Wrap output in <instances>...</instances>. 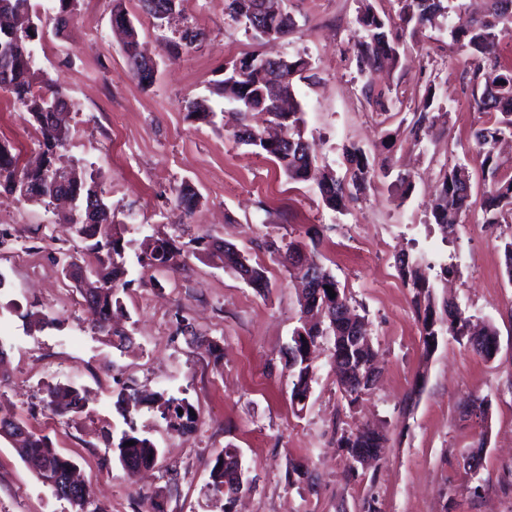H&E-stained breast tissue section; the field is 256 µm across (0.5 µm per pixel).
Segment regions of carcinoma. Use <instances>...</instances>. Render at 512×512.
Returning <instances> with one entry per match:
<instances>
[{
  "instance_id": "cac0c4a2",
  "label": "carcinoma",
  "mask_w": 512,
  "mask_h": 512,
  "mask_svg": "<svg viewBox=\"0 0 512 512\" xmlns=\"http://www.w3.org/2000/svg\"><path fill=\"white\" fill-rule=\"evenodd\" d=\"M400 4L399 17L405 24L420 28L432 22L435 16L454 9L452 0H397ZM264 4V0H227V14L234 20L253 16L254 9ZM8 14L17 24L8 29L0 27V90L6 91L14 100L26 108L37 123L41 134L39 147L45 165L56 167V156L70 137L69 127L61 123L58 115L68 109L66 96L47 84L36 87V72L33 69L31 42L38 37L39 27L34 22L29 0H0V15ZM457 20L448 24L451 41L462 52L465 74L469 77L471 96L478 112H499L502 119L492 125L481 127L473 134L470 150L480 163L482 180L485 185L481 209L484 223L489 225L512 223V176L499 172L495 160V148L505 136L512 137V69L501 64L494 54V47L500 38L512 37V0H487L486 11L481 16H467L456 13ZM362 35L357 39L354 60L357 71L366 75L387 62H394L398 56V44L403 31L391 24L390 20L379 15L372 5H367L359 18ZM114 28L124 35L123 52L131 71L141 82L147 78L141 75L139 58V34L128 28L125 19L116 20ZM203 32L196 28L187 29L182 39L169 44V53L177 56L180 47L191 45L201 39ZM240 66L243 77L232 76L216 85L215 93L235 104L236 112L244 117L258 109L270 114L274 121L286 128L285 137L272 143L249 126L241 124L235 138L238 143L253 146L266 154L291 181L304 182L310 179L312 160L309 145L304 137L302 110L294 103L293 76L304 71L307 63L298 58L289 61L287 78L272 79V72L262 67L259 56H249L231 66ZM362 93L369 102L378 105L382 111L390 112L403 105V100L375 91L371 83L362 87ZM434 94H427L423 106L413 121V134H418L426 122L434 120L427 113L432 105ZM188 115L206 120L212 109L206 99L191 100L186 104ZM350 164V181L336 178L328 171L318 183V188L326 207L336 210L345 206L351 190H360L370 172V165L364 151L356 146L346 150ZM80 183L69 184L71 194L78 196L84 207L95 203L98 208L99 223L88 228L84 225L76 229L77 236L84 243L80 256L66 255V273L82 294H89L92 328L118 348L131 343L125 328L111 323L114 309L121 306L120 293L128 287L124 246L125 225L117 220L105 197L101 184V173L92 170L81 173ZM25 187L28 198L53 201L58 198L62 186L47 176L43 169L30 170L18 166V157L10 147L0 143V189L15 195V186ZM472 183L469 168L461 163L447 167L443 172L441 190L432 207L435 222L446 229L460 223L461 213L466 210L471 199ZM304 244L290 240L282 246L273 247L281 258L293 266V256L300 253ZM180 248L175 241L153 235L141 239L138 262L147 269H172ZM400 276L412 292V303L421 319V339L426 354L437 349L439 340L450 335L463 342L475 355L490 359L498 350V332L485 323H473L472 316L452 302L437 307L433 296V285L428 275L418 265L409 262L406 256L396 259ZM224 264L240 277L247 278L249 284L258 290L267 289V279L263 267L253 265L249 258L231 247L224 248ZM314 278L320 280V290L303 288L300 298V328L304 338L292 341L288 348V370L292 378V399L303 400L310 392L314 379L311 361L320 347V340L326 338L331 343V359L337 364L336 383L347 400L356 402L361 395L371 389L367 382L376 352L372 339L364 338L358 343L350 340L349 321L341 314L346 309L359 323L364 317L356 313L350 298L339 288L332 273L320 262H315ZM332 288L335 297H330L327 288ZM142 401V396L133 388L120 393L118 406L120 414L129 427L122 432L118 442L106 440L107 446L114 449L128 478H133L143 469L157 463L159 451L152 440L138 432L132 410ZM157 408L167 426L176 431H191L195 428L196 417L193 406L184 398L159 397ZM46 405L56 414L81 413L85 400L78 389L72 386H54L47 389ZM133 445H127V442ZM384 434L373 430H346L336 436V447L343 449L350 457L362 448H383ZM22 460L34 471L40 481H45L46 468L57 470L75 468L73 460L67 458L54 447L48 436L27 429L23 444L15 446ZM235 448L227 445L217 451L208 462L210 468L208 490L215 496L224 495V478L232 477L237 461ZM95 497L88 484L69 495L59 498L66 500L71 512H85L86 503Z\"/></svg>"
}]
</instances>
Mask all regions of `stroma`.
Returning <instances> with one entry per match:
<instances>
[{
	"label": "stroma",
	"instance_id": "35a3bbf8",
	"mask_svg": "<svg viewBox=\"0 0 512 512\" xmlns=\"http://www.w3.org/2000/svg\"><path fill=\"white\" fill-rule=\"evenodd\" d=\"M54 0H31L42 32L32 43L34 68L64 91L72 108L63 163L93 167L114 209L125 216L129 286L118 318L132 337L116 349L90 328L79 293L62 272L63 253L82 242L63 224L56 205L20 201L0 193V411L26 421L74 459L107 512H145L149 497L170 486L166 512H222L207 488L211 455L239 448L252 482L238 512H512V282L505 274L501 238L512 224L488 227L472 208L451 235L430 214L441 176L462 163L472 173V194L484 185L468 151L472 132L498 113L462 109L467 90L462 54L439 19L399 48L396 65L377 71L376 85L402 94L405 110L383 112L360 94L352 60L360 0H286L295 21L288 35L257 40L231 19L225 0H183L171 23L156 26L137 0H76L75 18L56 31ZM122 7L146 53L156 62L152 85L132 74L111 16ZM188 27L202 42L166 49ZM303 58L308 68L294 81L304 112L313 166L348 175L345 149L360 146L377 175L345 208L331 210L315 181L293 182L266 156L235 141L236 114L214 92L224 66L251 56ZM445 116L413 141L412 106L427 89ZM208 99L213 121L188 118L185 105ZM0 138L21 165L40 156V134L26 109L0 91ZM408 177L411 193L399 179ZM191 186L199 197L184 215L175 191ZM146 235L175 240L183 267L142 268L136 253ZM295 239L328 268L367 318L379 354L381 377L355 405L337 384L329 352L316 361L303 411L291 402L286 351L298 325V289L269 241ZM232 245L266 271L269 287L257 291L224 265L215 242ZM406 251L432 270L436 297L453 299L467 314L498 332L493 359L476 356L451 336L425 355L421 323L395 256ZM452 275L440 278L443 266ZM41 312L48 325L27 329ZM218 343L222 360L210 345ZM85 391L87 409L57 416L45 406L50 385ZM135 386L185 398L196 428L170 430L152 403L134 417L161 450L154 468L128 481L107 437L125 427L119 393ZM472 396L491 402L488 426L463 415ZM373 428L388 438L381 459L346 479L348 460L333 438L335 427ZM487 432L483 467H463L480 432ZM307 475L289 484L292 469ZM0 512H70L0 437Z\"/></svg>",
	"mask_w": 512,
	"mask_h": 512
}]
</instances>
